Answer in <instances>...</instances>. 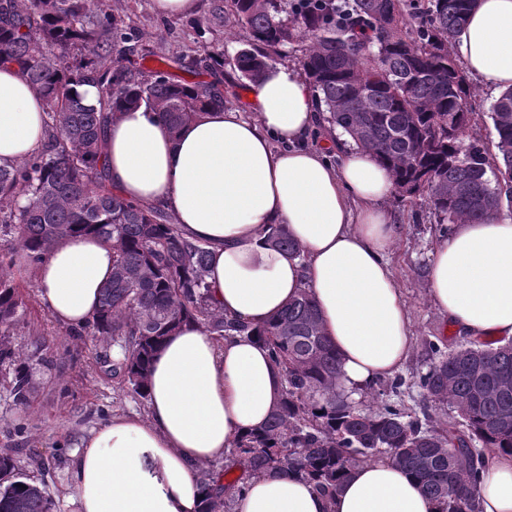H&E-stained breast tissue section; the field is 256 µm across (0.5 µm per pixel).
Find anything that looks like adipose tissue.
<instances>
[{"label": "adipose tissue", "instance_id": "ef3b65f1", "mask_svg": "<svg viewBox=\"0 0 512 512\" xmlns=\"http://www.w3.org/2000/svg\"><path fill=\"white\" fill-rule=\"evenodd\" d=\"M465 71L493 89L512 86V0H479L454 36ZM248 93L255 115L209 109L171 134L158 114L119 113L107 133L113 189L163 207L184 236L211 250L207 277L226 319L258 327L300 291L314 298L341 361V383L359 396L398 373L413 347L411 319L386 259L400 238L383 203L389 170L337 135L340 165L309 146L320 114L300 72L271 66ZM45 102L13 65L0 67V163L41 149ZM284 225L303 250L292 258L268 241ZM112 275L99 237L57 243L38 267L40 297L67 327L91 319ZM428 295L473 339L512 338V218L455 225L426 271ZM283 375L254 338L219 340L194 325L169 336L148 377L146 416H113L74 454L63 487L74 512H195L199 469L223 459L239 435L262 428ZM479 512H512V454L487 456ZM235 512H435L416 480L391 460L355 468L333 498L303 478L249 480Z\"/></svg>", "mask_w": 512, "mask_h": 512}]
</instances>
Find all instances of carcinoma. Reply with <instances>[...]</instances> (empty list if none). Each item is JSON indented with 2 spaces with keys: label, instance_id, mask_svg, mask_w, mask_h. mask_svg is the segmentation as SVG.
Segmentation results:
<instances>
[{
  "label": "carcinoma",
  "instance_id": "cac0c4a2",
  "mask_svg": "<svg viewBox=\"0 0 512 512\" xmlns=\"http://www.w3.org/2000/svg\"><path fill=\"white\" fill-rule=\"evenodd\" d=\"M477 0H212L216 25L230 16L247 37L241 77L255 81L273 56L302 40L304 75L329 128L374 154L390 171L397 197L432 210L439 233L482 223L512 206V87L499 93L490 119L497 154L480 139L464 142L475 89L452 39ZM137 40L105 0H0V64H14L42 94L47 141L28 158L0 165V367L10 394L24 404L29 367L5 332L26 300L13 268L22 253L38 268L50 248L79 233L112 247V277L92 320L69 329L84 341H111L112 371L146 396L151 363L164 339L197 324L219 340L248 333L282 371L281 398L257 432L231 450L243 475L202 473L207 493L198 512H224L245 480L270 473L310 479L333 497L358 464L385 456L419 483L437 512H477L486 453L512 452V340L471 341L445 352L428 343L432 362L412 383L385 381L383 394L418 392L421 411L446 408L448 427L430 425L399 404L360 406L339 388L340 361L324 336L311 295L303 291L263 326L224 318L210 297L211 251L186 239L159 206L132 205L112 189L105 129L120 112L144 106L176 134L208 108H222L224 83H186L165 68L144 70ZM224 51L206 50L188 68L213 74ZM96 88L88 104L75 90ZM272 244L297 258L283 228ZM0 512H56L45 488L0 455Z\"/></svg>",
  "mask_w": 512,
  "mask_h": 512
}]
</instances>
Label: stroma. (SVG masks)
<instances>
[{
    "label": "stroma",
    "instance_id": "35a3bbf8",
    "mask_svg": "<svg viewBox=\"0 0 512 512\" xmlns=\"http://www.w3.org/2000/svg\"><path fill=\"white\" fill-rule=\"evenodd\" d=\"M211 0H198L186 15L158 16L153 0H112L138 39L141 64L152 69L162 59L189 55L212 43L224 49V95L231 109L244 117L254 115L235 56L245 41L243 29L231 25L197 36L194 23H207ZM393 223L403 232L386 259L403 290L414 333V347L401 370L409 378L425 371L432 353L430 342L447 347L463 342L430 302L425 271L440 236L436 219L423 206L390 197L386 203ZM22 289L27 309L9 339L30 366L31 393L26 404H15L10 395V376L0 372V454L13 453L19 468L32 480L45 484L57 512H73L62 487L68 477L75 450L88 433L117 414L147 412L146 400L116 377L105 361L112 347L105 341H75L68 329L57 323L39 296L35 271L23 274Z\"/></svg>",
    "mask_w": 512,
    "mask_h": 512
}]
</instances>
